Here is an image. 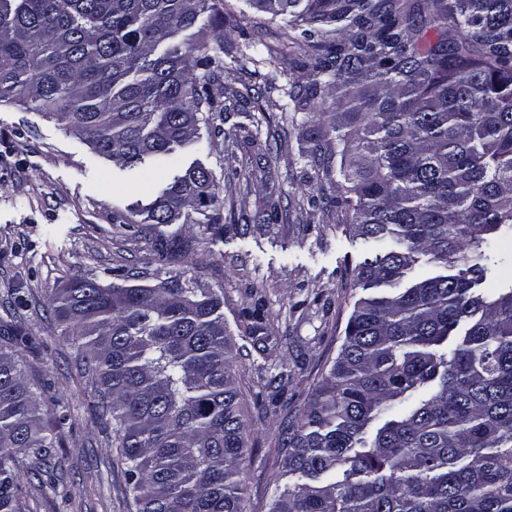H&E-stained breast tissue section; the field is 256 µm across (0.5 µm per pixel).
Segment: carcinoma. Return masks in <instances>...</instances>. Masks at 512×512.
Segmentation results:
<instances>
[{
  "instance_id": "obj_1",
  "label": "carcinoma",
  "mask_w": 512,
  "mask_h": 512,
  "mask_svg": "<svg viewBox=\"0 0 512 512\" xmlns=\"http://www.w3.org/2000/svg\"><path fill=\"white\" fill-rule=\"evenodd\" d=\"M248 2L304 48L312 79L286 111L319 114L312 162L327 178L339 162L342 223L370 245L356 278L371 294L288 424L269 512H512V285L474 291L512 265V0ZM205 14L224 15L223 0H0V102L122 169L172 168L224 94V47L179 39ZM333 87L346 110L317 112ZM215 203L194 162L132 210L160 266L197 248L163 231L188 209L224 232ZM50 304L112 427L129 512H243L247 426L219 295L179 273L154 286L76 275ZM0 332V512H30L31 490L57 493L43 466L71 415L28 381L27 332Z\"/></svg>"
}]
</instances>
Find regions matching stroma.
<instances>
[{"instance_id":"1","label":"stroma","mask_w":512,"mask_h":512,"mask_svg":"<svg viewBox=\"0 0 512 512\" xmlns=\"http://www.w3.org/2000/svg\"><path fill=\"white\" fill-rule=\"evenodd\" d=\"M224 8L230 21L205 17L198 28L223 45L220 82L235 95L224 100L208 147L182 156L214 172L224 231L212 235L203 215L192 214L181 231L201 245L181 270L193 285L224 291L248 426L245 510L266 512L288 454L280 432L304 411L340 350L365 295L356 267L368 247L337 219L342 178L316 176L309 127L288 120L287 93L308 84L309 74L284 20L245 0H224ZM160 181L147 166L120 170L41 113L0 102V320L21 321L29 378L73 415L52 458L59 492L31 498L32 512L129 510L112 433L95 419L93 394L49 297L77 274L105 285L133 273L142 284L163 279L149 244L118 220Z\"/></svg>"}]
</instances>
